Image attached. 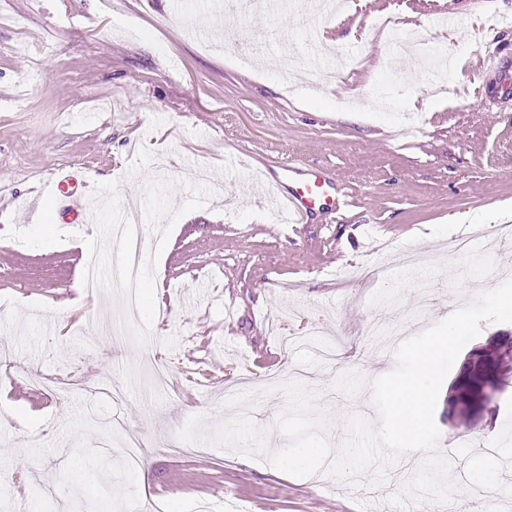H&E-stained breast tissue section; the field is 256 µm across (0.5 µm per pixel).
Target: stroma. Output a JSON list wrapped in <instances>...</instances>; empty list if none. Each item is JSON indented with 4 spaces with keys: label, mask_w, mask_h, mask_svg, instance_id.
<instances>
[{
    "label": "stroma",
    "mask_w": 512,
    "mask_h": 512,
    "mask_svg": "<svg viewBox=\"0 0 512 512\" xmlns=\"http://www.w3.org/2000/svg\"><path fill=\"white\" fill-rule=\"evenodd\" d=\"M0 0V358L75 371L44 395L0 375V504L10 512H127L148 497L166 512H388L412 454L367 494L318 473L295 477L233 450L175 452L188 418L206 428L223 402L258 393L248 412L268 431L284 407L268 375L319 395L339 443L353 413L376 421L370 384L395 344L512 276V238L448 240L493 211L512 222V0L401 6L398 39L372 19L326 23L333 66L317 69L296 0L243 12L231 40L199 37L207 0ZM454 28L436 26L441 13ZM448 58L466 90L434 95L440 73L410 42ZM497 48L500 69L470 82ZM418 117L421 132L400 127ZM327 168L351 206L312 223L278 222L263 180L288 156ZM85 169L92 220L55 228L51 200L29 197L47 170ZM144 228V297L127 323L112 273L111 213ZM410 253L374 273L379 244ZM96 257L100 286L77 276ZM165 363L177 391L151 384ZM109 377L113 393L88 391ZM440 452L484 512H512V387L476 427L449 426ZM125 433L149 443L137 465Z\"/></svg>",
    "instance_id": "1"
}]
</instances>
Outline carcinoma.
Masks as SVG:
<instances>
[{"instance_id":"obj_1","label":"carcinoma","mask_w":512,"mask_h":512,"mask_svg":"<svg viewBox=\"0 0 512 512\" xmlns=\"http://www.w3.org/2000/svg\"><path fill=\"white\" fill-rule=\"evenodd\" d=\"M507 365L512 363V345L488 342L483 347V352L468 362V365H459L455 377L457 400L449 417L454 423L474 420L475 402L479 395H484L483 402L491 401L486 395V390L493 394L504 392L507 381L497 384L486 379L487 371L495 364Z\"/></svg>"}]
</instances>
